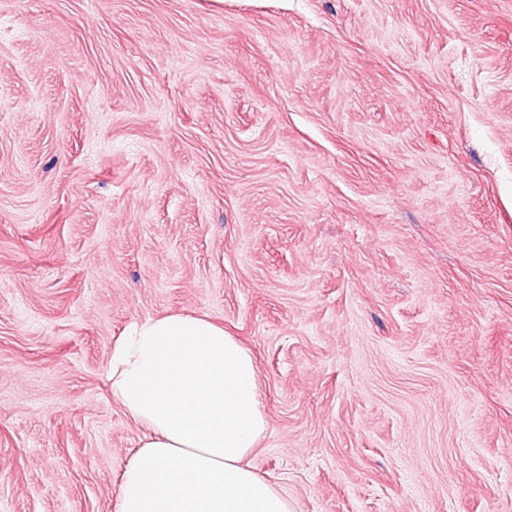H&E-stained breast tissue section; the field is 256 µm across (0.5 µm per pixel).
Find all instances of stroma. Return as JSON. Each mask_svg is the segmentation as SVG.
I'll return each mask as SVG.
<instances>
[{
  "mask_svg": "<svg viewBox=\"0 0 512 512\" xmlns=\"http://www.w3.org/2000/svg\"><path fill=\"white\" fill-rule=\"evenodd\" d=\"M173 312L295 512H512V0H0V512H115Z\"/></svg>",
  "mask_w": 512,
  "mask_h": 512,
  "instance_id": "35a3bbf8",
  "label": "stroma"
}]
</instances>
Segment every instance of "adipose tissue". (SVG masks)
Masks as SVG:
<instances>
[{
	"label": "adipose tissue",
	"mask_w": 512,
	"mask_h": 512,
	"mask_svg": "<svg viewBox=\"0 0 512 512\" xmlns=\"http://www.w3.org/2000/svg\"><path fill=\"white\" fill-rule=\"evenodd\" d=\"M112 394L143 429L116 512H294L246 459L267 431L254 359L221 325L171 313L113 348Z\"/></svg>",
	"instance_id": "obj_1"
}]
</instances>
